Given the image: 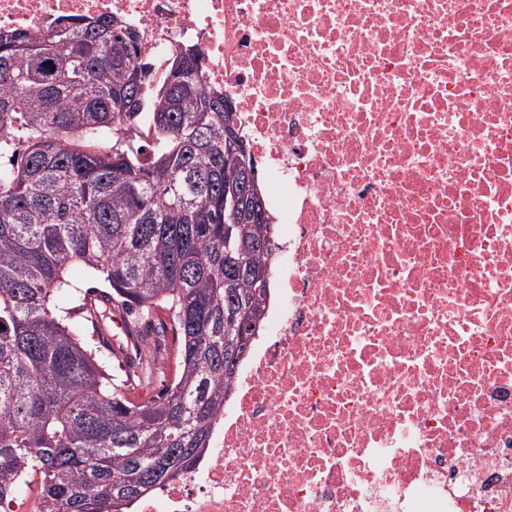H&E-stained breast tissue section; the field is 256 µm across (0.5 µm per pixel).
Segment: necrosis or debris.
Instances as JSON below:
<instances>
[{"instance_id": "1", "label": "necrosis or debris", "mask_w": 512, "mask_h": 512, "mask_svg": "<svg viewBox=\"0 0 512 512\" xmlns=\"http://www.w3.org/2000/svg\"><path fill=\"white\" fill-rule=\"evenodd\" d=\"M185 45L268 185L279 282L210 451L133 512H512V0H0Z\"/></svg>"}]
</instances>
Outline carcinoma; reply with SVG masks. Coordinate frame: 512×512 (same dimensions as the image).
I'll return each instance as SVG.
<instances>
[{
	"instance_id": "carcinoma-1",
	"label": "carcinoma",
	"mask_w": 512,
	"mask_h": 512,
	"mask_svg": "<svg viewBox=\"0 0 512 512\" xmlns=\"http://www.w3.org/2000/svg\"><path fill=\"white\" fill-rule=\"evenodd\" d=\"M140 45L114 18L38 34L0 28V507L30 476L42 512H119L181 477L262 324L275 245L266 196L229 224L224 179L252 183L254 160L227 144L229 99L207 88L200 56H175L155 89L124 81ZM165 122L157 121V115ZM80 262L110 291L82 289ZM134 315L112 346L111 304ZM172 332V383L150 392L112 360Z\"/></svg>"
}]
</instances>
